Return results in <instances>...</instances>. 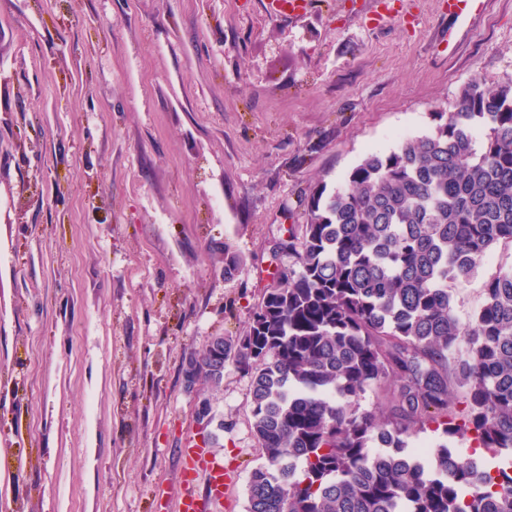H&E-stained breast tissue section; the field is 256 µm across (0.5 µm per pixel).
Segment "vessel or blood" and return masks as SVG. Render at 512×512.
I'll list each match as a JSON object with an SVG mask.
<instances>
[{
	"label": "vessel or blood",
	"mask_w": 512,
	"mask_h": 512,
	"mask_svg": "<svg viewBox=\"0 0 512 512\" xmlns=\"http://www.w3.org/2000/svg\"><path fill=\"white\" fill-rule=\"evenodd\" d=\"M275 15L289 18L304 16L311 8L312 0H265ZM451 30H458L475 12L479 0H444ZM182 469L180 483L182 495L179 499L180 512H213L224 496V482L228 475L222 464L210 460L204 445L187 442L180 451ZM207 468L209 487L206 494H199L196 485L197 471Z\"/></svg>",
	"instance_id": "vessel-or-blood-1"
}]
</instances>
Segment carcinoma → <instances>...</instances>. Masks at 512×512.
<instances>
[{"mask_svg": "<svg viewBox=\"0 0 512 512\" xmlns=\"http://www.w3.org/2000/svg\"><path fill=\"white\" fill-rule=\"evenodd\" d=\"M434 121L320 187L277 244L298 267L265 289L244 335L188 360L194 383L218 386L229 361L252 379L264 462L247 512H512V270L466 321L451 291L512 243V83L472 81ZM245 264L224 243V275ZM429 428L443 441L409 447ZM466 434L473 453L507 460L455 455L448 441Z\"/></svg>", "mask_w": 512, "mask_h": 512, "instance_id": "cac0c4a2", "label": "carcinoma"}]
</instances>
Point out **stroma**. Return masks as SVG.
<instances>
[{
	"label": "stroma",
	"instance_id": "1",
	"mask_svg": "<svg viewBox=\"0 0 512 512\" xmlns=\"http://www.w3.org/2000/svg\"><path fill=\"white\" fill-rule=\"evenodd\" d=\"M395 7L0 0V512H178L189 440L231 477L217 512H246L251 378L186 387L191 352L248 330L304 197L512 83V0L451 51L442 0ZM510 267L498 244L454 287L460 319ZM269 10L276 16L299 18L311 8V0H265Z\"/></svg>",
	"mask_w": 512,
	"mask_h": 512
}]
</instances>
